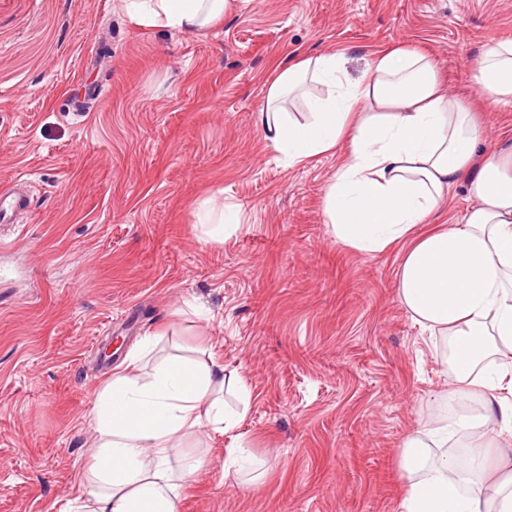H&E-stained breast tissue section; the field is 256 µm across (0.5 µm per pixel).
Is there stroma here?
<instances>
[{"mask_svg":"<svg viewBox=\"0 0 512 512\" xmlns=\"http://www.w3.org/2000/svg\"><path fill=\"white\" fill-rule=\"evenodd\" d=\"M512 40V0H234L197 33L133 24L119 0H0V512H67L94 397L146 337L150 362L215 357L250 389L240 424L185 444L207 465L178 512H401L399 458L455 399L448 339L397 288L401 250L365 256L325 222L346 146L288 167L254 114L280 65L343 52L350 79L393 48L512 136L470 73ZM240 211L220 240L212 201ZM242 447L263 470L225 476ZM28 212V200L12 191H0V222L1 224H14L18 212Z\"/></svg>","mask_w":512,"mask_h":512,"instance_id":"1","label":"stroma"}]
</instances>
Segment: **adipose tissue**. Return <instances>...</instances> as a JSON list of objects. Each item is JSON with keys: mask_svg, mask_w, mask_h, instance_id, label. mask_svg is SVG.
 <instances>
[{"mask_svg": "<svg viewBox=\"0 0 512 512\" xmlns=\"http://www.w3.org/2000/svg\"><path fill=\"white\" fill-rule=\"evenodd\" d=\"M228 0H121L141 26L195 33L220 20ZM472 79L488 104L512 106V41L487 47ZM325 95L312 94V85ZM301 100L305 121L288 101ZM256 124L270 147L294 167L347 144L325 191V214L337 239L372 256L400 244L399 297L432 336L449 335L448 382L478 412L423 426L404 445L403 512H512V143L477 152L481 132L438 81L426 55L393 49L375 54L348 80L337 52L284 66L268 88ZM464 183L472 201L460 223L419 234L445 192ZM133 352L95 395V433L79 473L73 512H177L180 491L207 460L185 462L182 442L208 426L225 432L250 394L239 374L209 359H167L152 371ZM234 395L238 407L229 406ZM461 436L468 465L445 454Z\"/></svg>", "mask_w": 512, "mask_h": 512, "instance_id": "adipose-tissue-1", "label": "adipose tissue"}]
</instances>
